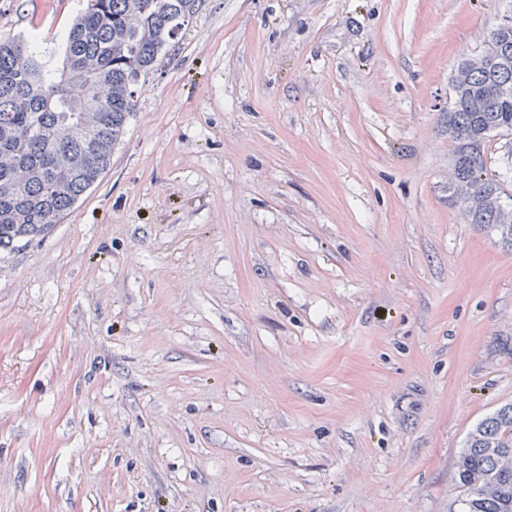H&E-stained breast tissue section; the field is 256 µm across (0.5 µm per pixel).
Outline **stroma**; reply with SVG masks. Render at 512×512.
Masks as SVG:
<instances>
[{
    "label": "stroma",
    "mask_w": 512,
    "mask_h": 512,
    "mask_svg": "<svg viewBox=\"0 0 512 512\" xmlns=\"http://www.w3.org/2000/svg\"><path fill=\"white\" fill-rule=\"evenodd\" d=\"M87 0H0L46 50ZM512 0H202L100 179L0 253V512H461L512 253L448 203Z\"/></svg>",
    "instance_id": "35a3bbf8"
}]
</instances>
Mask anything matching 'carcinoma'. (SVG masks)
Segmentation results:
<instances>
[{"label":"carcinoma","instance_id":"cac0c4a2","mask_svg":"<svg viewBox=\"0 0 512 512\" xmlns=\"http://www.w3.org/2000/svg\"><path fill=\"white\" fill-rule=\"evenodd\" d=\"M200 0H88L62 68L27 40L0 39V251L44 236L110 164L137 106L136 79L197 14ZM448 110V201L512 251V197L488 172L485 147L512 134V21L458 64ZM462 512H512V403L482 419L458 462Z\"/></svg>","mask_w":512,"mask_h":512}]
</instances>
